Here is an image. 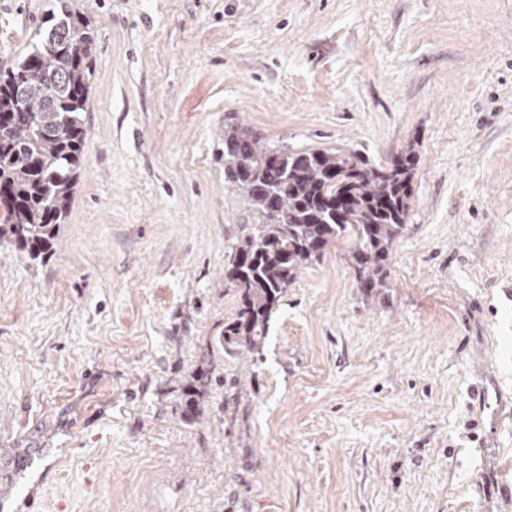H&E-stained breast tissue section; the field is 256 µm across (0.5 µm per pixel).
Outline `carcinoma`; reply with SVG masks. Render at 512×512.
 <instances>
[{"label":"carcinoma","instance_id":"obj_1","mask_svg":"<svg viewBox=\"0 0 512 512\" xmlns=\"http://www.w3.org/2000/svg\"><path fill=\"white\" fill-rule=\"evenodd\" d=\"M40 39L0 67V247L35 261L65 222L86 140L95 44L90 24L60 0ZM415 154L377 166L340 148L288 151L249 129L224 125V182L240 195L254 222L243 225L224 268L237 293L224 325V353L255 351L278 302L303 270L350 237L359 288L385 287L384 269L412 210Z\"/></svg>","mask_w":512,"mask_h":512}]
</instances>
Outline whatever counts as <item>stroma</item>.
Instances as JSON below:
<instances>
[{
  "label": "stroma",
  "mask_w": 512,
  "mask_h": 512,
  "mask_svg": "<svg viewBox=\"0 0 512 512\" xmlns=\"http://www.w3.org/2000/svg\"><path fill=\"white\" fill-rule=\"evenodd\" d=\"M96 32L46 261L0 249V498L31 512H497L512 480V0H67ZM58 0H0V65ZM414 149L386 288L352 241L225 354L253 217L224 122ZM208 383L196 408L185 390Z\"/></svg>",
  "instance_id": "35a3bbf8"
}]
</instances>
